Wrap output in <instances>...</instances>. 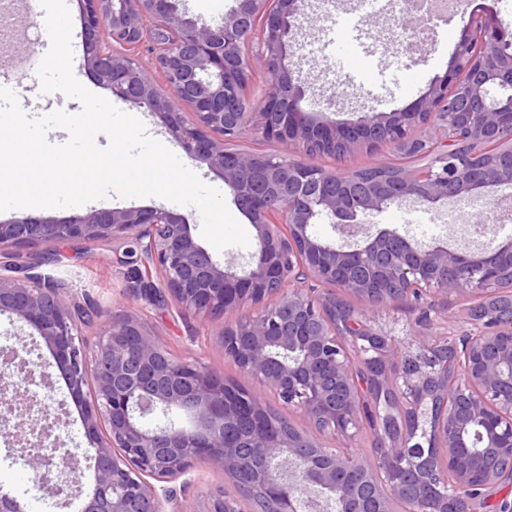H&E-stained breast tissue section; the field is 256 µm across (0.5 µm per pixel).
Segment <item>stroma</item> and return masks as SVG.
I'll list each match as a JSON object with an SVG mask.
<instances>
[{"label": "stroma", "mask_w": 512, "mask_h": 512, "mask_svg": "<svg viewBox=\"0 0 512 512\" xmlns=\"http://www.w3.org/2000/svg\"><path fill=\"white\" fill-rule=\"evenodd\" d=\"M13 27L9 47L0 48V75L9 79L17 93L20 107L28 117L38 118L61 110L69 114L80 111L79 100L60 92H42L37 68L46 53L45 14L38 0H14ZM398 22L388 9H369L365 0H305L304 10L295 32V78L306 91L305 107L318 111L324 117L338 122H354L369 112H391L410 106L427 91L430 84L450 69L453 51L436 44L437 31L429 29L413 51L402 49L391 37ZM357 36L359 62L363 68L362 85H355L348 77L335 76L343 58L340 42ZM73 73L90 92L104 98L112 92L99 83L86 68L82 39H73ZM117 109L139 117L147 125L154 139L170 150L178 145L161 124L146 109L122 100L113 99ZM310 164L333 170L353 172L373 164L405 163L416 166V159H402L393 147L384 145L378 150H358L336 158L317 154ZM479 204L464 205L455 201L436 210L405 203L380 215L371 217L372 229L399 228L423 243L447 241L450 248L464 250L469 243L464 239V224L475 221L482 213ZM132 242L70 243L53 246L55 261L33 266L34 276L56 279L67 293L84 295L104 311L102 318L84 330L87 340H94L108 321L118 314L140 316L151 334L163 342L177 356L198 361L203 366L224 374L226 379L241 385L256 396L265 408L282 412V404L275 391L265 383L246 377L214 344L218 326L208 319L184 313L174 304L148 306L138 299L131 288L130 266L117 265L113 256L132 249ZM464 298L438 294L424 296L421 301L399 302L379 310L375 323L393 336L400 345H407L413 330L423 329L426 318L433 311L444 310L449 315L447 326H434V333L449 331L461 334L467 328L462 310ZM27 345L40 370L49 377V384L41 390L48 404L67 410L71 425L60 431L59 446L75 455H83L87 446L79 414L60 375V371L39 336L31 335L27 325L10 322L0 315V350ZM0 484L10 488L14 495L27 502L31 512H69L68 508L44 496L36 473L29 467L19 447L0 440Z\"/></svg>", "instance_id": "stroma-1"}]
</instances>
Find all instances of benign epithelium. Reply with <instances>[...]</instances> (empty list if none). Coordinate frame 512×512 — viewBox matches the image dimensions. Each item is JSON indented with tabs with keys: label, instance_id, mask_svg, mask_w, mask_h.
Here are the masks:
<instances>
[{
	"label": "benign epithelium",
	"instance_id": "obj_1",
	"mask_svg": "<svg viewBox=\"0 0 512 512\" xmlns=\"http://www.w3.org/2000/svg\"><path fill=\"white\" fill-rule=\"evenodd\" d=\"M181 0H80L85 65L112 95L157 116L182 150L224 180L255 229L251 261L221 265L179 213L157 207L94 209L54 220L21 214L0 222V267L16 273L20 247L130 240L139 250L135 288L149 302L170 301L221 323L219 348L240 371L272 386L285 411L312 425L304 437L266 416L253 396L208 367L172 354L133 315L113 316L94 344L83 326L101 316L49 277L0 276V314L32 327L50 350L74 402L93 463V486L72 476L78 461L38 454L28 464L49 496L79 501V512H193L172 482L196 463L235 480L243 474L266 496V512H477L492 487L512 484V242L464 256L448 244H422L395 228L370 233L367 219L412 200L431 209L483 199L495 222L512 218L497 189L512 183V33L493 16L469 17L449 74L411 106L370 113L355 123L315 117L295 83L293 30L302 0H236L216 25L201 24ZM150 38L168 91L136 63ZM123 47L116 54L109 43ZM251 46V53L243 47ZM271 78L254 109L246 86L255 69ZM194 111L185 123L180 107ZM436 126L435 135L420 129ZM255 133L283 145L269 155L229 149ZM389 144L428 159L422 169L380 171L371 179L309 164L307 153L338 158ZM343 238L338 246L313 234L322 216ZM342 288L362 307L336 304L321 287ZM466 295L473 332L454 345V395L438 404L433 384L448 363L427 351L400 350L346 338V328L401 299L428 293ZM277 296L274 302L269 297ZM16 352L0 354L3 437L49 447L51 428L67 419L44 407L31 376L8 372ZM381 361L412 405L416 429L383 444V460L361 472L364 488L343 483L351 471L323 437L363 431V388L353 364ZM177 409L148 427L147 417ZM246 426V450L226 437ZM164 482L159 489L154 482ZM205 512H235L224 490L207 493Z\"/></svg>",
	"mask_w": 512,
	"mask_h": 512
}]
</instances>
